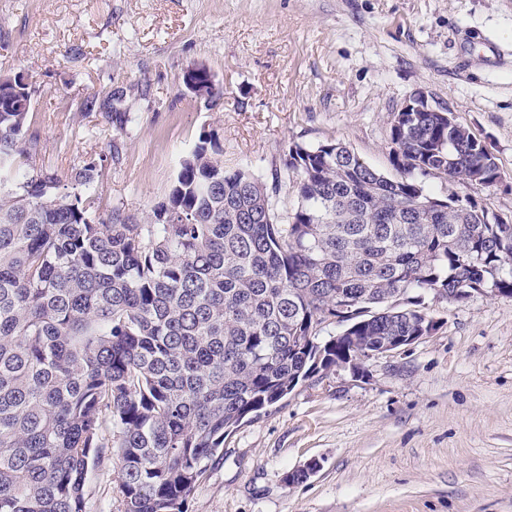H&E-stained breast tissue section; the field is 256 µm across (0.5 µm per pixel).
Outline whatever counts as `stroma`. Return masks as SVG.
<instances>
[{
	"label": "stroma",
	"mask_w": 512,
	"mask_h": 512,
	"mask_svg": "<svg viewBox=\"0 0 512 512\" xmlns=\"http://www.w3.org/2000/svg\"><path fill=\"white\" fill-rule=\"evenodd\" d=\"M195 65L212 100L183 83ZM17 73L37 167L64 179L106 156L103 218L150 214L203 133L225 169L267 180L290 144L331 141L394 175L391 115L419 93L506 177L426 190L512 217V0H0V75ZM427 305L429 335L315 374L237 427L189 512H512V297ZM115 477L91 471L87 512H119Z\"/></svg>",
	"instance_id": "35a3bbf8"
}]
</instances>
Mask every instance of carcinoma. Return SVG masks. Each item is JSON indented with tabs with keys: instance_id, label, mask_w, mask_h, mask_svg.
<instances>
[{
	"instance_id": "1",
	"label": "carcinoma",
	"mask_w": 512,
	"mask_h": 512,
	"mask_svg": "<svg viewBox=\"0 0 512 512\" xmlns=\"http://www.w3.org/2000/svg\"><path fill=\"white\" fill-rule=\"evenodd\" d=\"M31 100L0 76V512H86L91 468L114 460L122 512H188L228 431L319 368L422 335L418 292L512 295V221L422 185L501 178L446 112L393 113L395 178L342 142L289 145L285 221L277 187L225 171L210 134L150 215L101 219L104 157L60 191L33 164Z\"/></svg>"
}]
</instances>
